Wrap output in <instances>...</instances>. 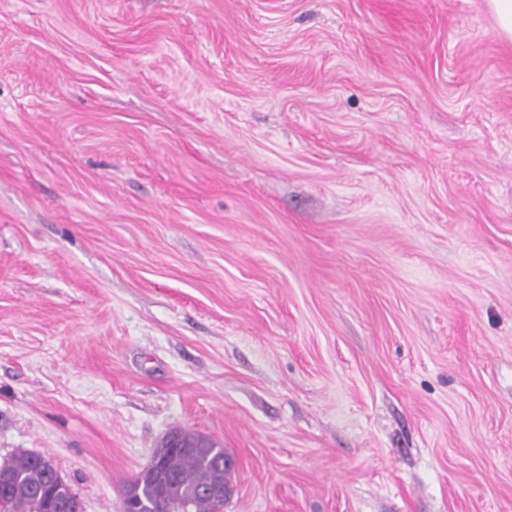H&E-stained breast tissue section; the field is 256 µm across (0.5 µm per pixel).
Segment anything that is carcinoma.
<instances>
[{
    "label": "carcinoma",
    "instance_id": "1",
    "mask_svg": "<svg viewBox=\"0 0 512 512\" xmlns=\"http://www.w3.org/2000/svg\"><path fill=\"white\" fill-rule=\"evenodd\" d=\"M176 433L184 447L174 448L163 440L149 465L123 485V505H135L143 512H177L182 502L189 501L193 512H216L208 491L224 486L226 481L224 448L210 439L200 440L189 430L178 429ZM154 463L176 481V489L165 498L157 492ZM0 473L10 475L13 481L10 491L0 493V512H38L45 500L65 501L72 512H81L77 496L46 454L19 450L0 461Z\"/></svg>",
    "mask_w": 512,
    "mask_h": 512
}]
</instances>
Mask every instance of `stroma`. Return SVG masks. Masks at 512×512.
<instances>
[{
    "label": "stroma",
    "instance_id": "obj_1",
    "mask_svg": "<svg viewBox=\"0 0 512 512\" xmlns=\"http://www.w3.org/2000/svg\"><path fill=\"white\" fill-rule=\"evenodd\" d=\"M175 428L224 512H512L487 0H0V460L122 512Z\"/></svg>",
    "mask_w": 512,
    "mask_h": 512
}]
</instances>
